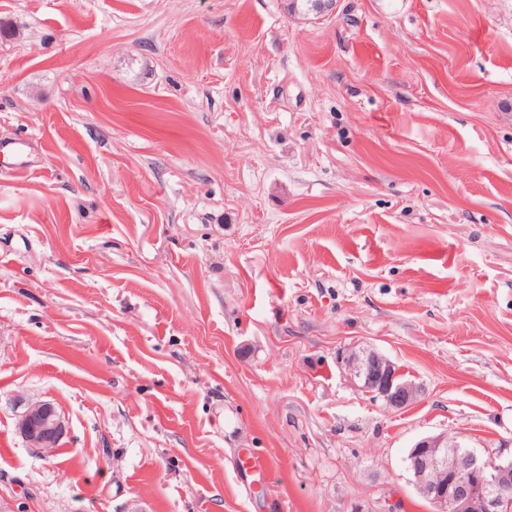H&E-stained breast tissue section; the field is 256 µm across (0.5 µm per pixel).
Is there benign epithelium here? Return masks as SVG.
Instances as JSON below:
<instances>
[{
  "label": "benign epithelium",
  "instance_id": "benign-epithelium-1",
  "mask_svg": "<svg viewBox=\"0 0 512 512\" xmlns=\"http://www.w3.org/2000/svg\"><path fill=\"white\" fill-rule=\"evenodd\" d=\"M348 367L363 388L390 409L402 410L419 395V387L376 351L351 355ZM17 428L27 447L44 457L61 447L66 434L61 414L48 400L29 402ZM459 448L460 442L444 434L417 441L407 455L414 488L434 512H512V462L492 465Z\"/></svg>",
  "mask_w": 512,
  "mask_h": 512
}]
</instances>
